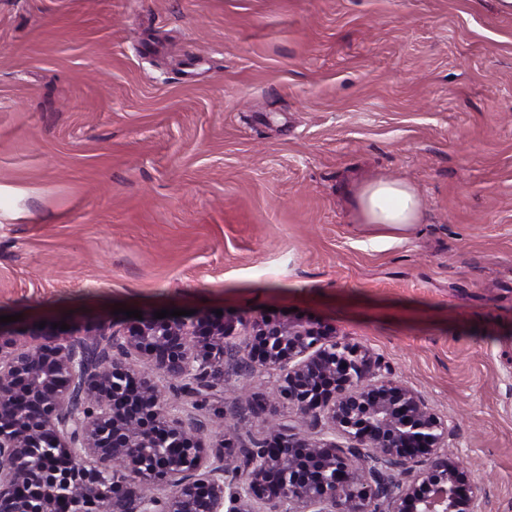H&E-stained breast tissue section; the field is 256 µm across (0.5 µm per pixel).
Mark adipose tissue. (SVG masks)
<instances>
[{
    "label": "adipose tissue",
    "mask_w": 512,
    "mask_h": 512,
    "mask_svg": "<svg viewBox=\"0 0 512 512\" xmlns=\"http://www.w3.org/2000/svg\"><path fill=\"white\" fill-rule=\"evenodd\" d=\"M359 223L376 226L385 241L404 240L423 217L415 188L401 180L379 179L361 185L352 197Z\"/></svg>",
    "instance_id": "ef3b65f1"
}]
</instances>
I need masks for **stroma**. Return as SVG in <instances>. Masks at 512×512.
<instances>
[{
    "instance_id": "35a3bbf8",
    "label": "stroma",
    "mask_w": 512,
    "mask_h": 512,
    "mask_svg": "<svg viewBox=\"0 0 512 512\" xmlns=\"http://www.w3.org/2000/svg\"><path fill=\"white\" fill-rule=\"evenodd\" d=\"M410 183L401 242L352 194ZM297 308L448 424L512 512V13L497 0H0V316ZM190 434L266 438L240 340Z\"/></svg>"
}]
</instances>
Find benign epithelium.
<instances>
[{
    "mask_svg": "<svg viewBox=\"0 0 512 512\" xmlns=\"http://www.w3.org/2000/svg\"><path fill=\"white\" fill-rule=\"evenodd\" d=\"M29 333L42 341L25 348L0 324V512H473L441 419L372 351L310 321L198 314ZM109 336L120 355L92 354ZM238 336L280 375L263 404L269 437L232 473L164 405L153 371L195 395L224 377V341ZM134 353L146 367L127 365ZM282 408L323 416L332 437L305 436ZM370 462L403 465V478L380 494Z\"/></svg>",
    "mask_w": 512,
    "mask_h": 512,
    "instance_id": "obj_1",
    "label": "benign epithelium"
}]
</instances>
